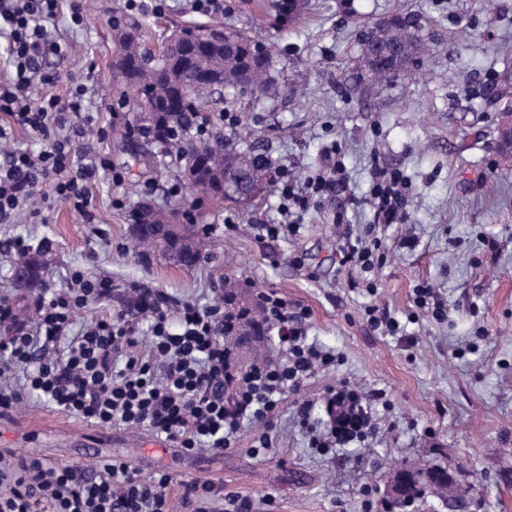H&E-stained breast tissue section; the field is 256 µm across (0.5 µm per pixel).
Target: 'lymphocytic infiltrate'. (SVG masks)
<instances>
[{
  "label": "lymphocytic infiltrate",
  "instance_id": "1",
  "mask_svg": "<svg viewBox=\"0 0 512 512\" xmlns=\"http://www.w3.org/2000/svg\"><path fill=\"white\" fill-rule=\"evenodd\" d=\"M61 0H0V40L12 78L0 84V114L37 135L49 127L71 128V136L52 139L39 151L15 149L0 160V223L31 210L51 184L58 198L95 221L88 190L97 172L111 168L104 155L74 147L94 116L83 104L85 89L76 86L68 100L45 96L31 100L28 89L42 78L46 59L67 47L49 30ZM376 212L386 221L400 217L407 184L396 171L371 173ZM283 200L306 208L310 197L338 195L348 188L347 174L335 149H326L318 174L296 187L286 170L276 172ZM112 285L74 270L70 285L41 297L33 326H20L0 342V419H9L31 397L56 410L98 425L119 423L145 428L189 452L218 453L235 441L243 422L261 428L255 443L268 447L266 428L281 395L298 390L316 370L335 363L334 353L310 342L308 308L288 306L276 294L261 295L259 308L282 329L280 357L237 370L222 333L233 324L223 306L182 303L170 311L168 296L142 289V319L119 313L73 331L78 312L108 296ZM381 393L362 398L349 387L329 390L328 433L310 430L309 445L318 451L365 438ZM170 475L145 479L122 458L98 462L94 469L59 467L27 456H10L0 466V512H170ZM185 512H251L248 499L222 497L211 481L181 483Z\"/></svg>",
  "mask_w": 512,
  "mask_h": 512
}]
</instances>
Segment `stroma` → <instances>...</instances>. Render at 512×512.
Wrapping results in <instances>:
<instances>
[{"label": "stroma", "instance_id": "1", "mask_svg": "<svg viewBox=\"0 0 512 512\" xmlns=\"http://www.w3.org/2000/svg\"><path fill=\"white\" fill-rule=\"evenodd\" d=\"M264 0H224L225 26L248 29L279 60L281 81L301 76L300 94L226 104L255 130L275 167L301 183L337 147L349 187L307 211L284 218L276 181L247 205L203 203L192 221L207 231L209 254L191 270L154 259L143 263L127 232L129 212L146 196L166 205L168 187L183 185L177 168L151 171L121 137L123 117L112 111V62L118 44L112 15L127 0H83L82 27L60 12L55 35L71 52L48 58V92L69 98L85 86L95 121L77 144H91L122 167L113 187L99 172L90 192L97 221L83 223L67 204L49 199L37 218L0 223V295L15 239L50 244L48 282L60 289L80 269L112 281V297L82 309L78 323L123 311L120 293L146 285L178 301L214 303L235 289L240 305L256 308L275 293L310 311L309 336L340 360L286 394L272 419V446L255 454L257 429L247 425L224 453L186 454L142 428L101 427L30 398L0 420V450L59 466L121 457L143 478L172 476L169 504L183 512L179 480L223 485L228 496L250 500L253 512H381L385 488L409 465L442 468L452 477L459 512H512V164L496 146L502 101L512 92V0H354L364 19L392 11L420 17L428 56L387 84L359 77L357 25L338 0H308L305 20L277 29ZM397 170L409 185L404 218L379 223L369 200L373 167ZM292 221L294 234L259 235L260 224ZM374 232L385 260L371 273L340 263L350 240ZM374 293H367V283ZM428 285L444 303L435 319L415 303ZM388 308L404 337L373 331L364 309ZM382 391L371 437L322 454L307 445L297 402H315L313 424L327 430L329 389Z\"/></svg>", "mask_w": 512, "mask_h": 512}]
</instances>
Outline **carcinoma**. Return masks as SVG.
<instances>
[{"instance_id": "carcinoma-1", "label": "carcinoma", "mask_w": 512, "mask_h": 512, "mask_svg": "<svg viewBox=\"0 0 512 512\" xmlns=\"http://www.w3.org/2000/svg\"><path fill=\"white\" fill-rule=\"evenodd\" d=\"M305 5L291 0H276L268 5V13L277 28H288L300 18ZM119 51L112 70L124 85L120 97L112 103L119 112L134 116L124 123V137L129 145H150L156 151L147 152L152 169L168 166L166 158L179 162L183 175L191 184L206 183L212 193H202L199 199L216 204L237 203L242 195L250 196L254 189L264 190L271 172L267 150L240 133L225 136L216 129L203 135L199 128L210 123L209 114L224 111V102L214 98L221 92L263 96L280 87V70L267 51L254 48V36L247 31L226 28L224 41L211 42L198 36L201 30L213 26L211 21H193L179 25L186 34L180 50L171 52L165 45L153 49L147 37L151 29L144 28L125 15L112 18ZM359 54L356 68L376 83L390 82L407 73L426 54L427 42L423 24L412 15L393 12L359 26ZM150 102L152 112L136 111L139 100ZM188 201L176 200L158 207L139 204L128 221L137 225L133 241L143 248V254L163 260L174 259L181 267L191 270L203 258L206 235L196 225H183L177 215H186ZM48 246L39 242L13 262L8 281L22 271L26 276L23 288L11 289L8 302L14 317L0 320V332L9 334L25 322L27 299L45 288ZM236 312L240 329L249 330L255 338L263 333V319L252 316L245 308L225 305ZM399 486L395 502L409 503L424 492L442 497L452 481L448 472L439 471L432 482L423 478V469L408 467L395 476Z\"/></svg>"}]
</instances>
